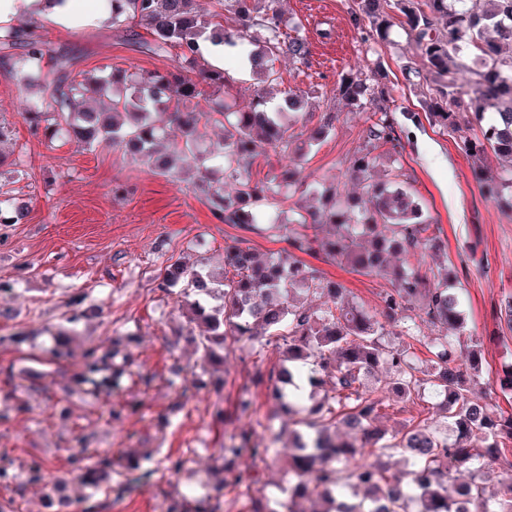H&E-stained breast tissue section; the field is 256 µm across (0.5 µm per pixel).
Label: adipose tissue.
Masks as SVG:
<instances>
[{
	"label": "adipose tissue",
	"mask_w": 512,
	"mask_h": 512,
	"mask_svg": "<svg viewBox=\"0 0 512 512\" xmlns=\"http://www.w3.org/2000/svg\"><path fill=\"white\" fill-rule=\"evenodd\" d=\"M37 12L57 26L76 27L101 18L97 0H0V25L24 12Z\"/></svg>",
	"instance_id": "1"
}]
</instances>
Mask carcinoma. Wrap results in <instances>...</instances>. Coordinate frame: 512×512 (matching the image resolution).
Listing matches in <instances>:
<instances>
[{"label": "carcinoma", "instance_id": "obj_1", "mask_svg": "<svg viewBox=\"0 0 512 512\" xmlns=\"http://www.w3.org/2000/svg\"><path fill=\"white\" fill-rule=\"evenodd\" d=\"M114 26H143L151 39L146 50L165 56L173 69L164 73L114 67L96 75L70 71V60H57L56 78L43 70L45 44L27 39L21 27L0 33V55L24 52L11 71L20 93L26 95L23 120L48 142L58 137L104 141L139 161L174 175L173 156L192 153L208 180L209 205L225 224H255L257 204L272 205L282 189L297 192L299 159L281 177L256 182L250 175L253 159L270 147L284 153L294 142L291 128L281 121L283 112H296L314 95L312 91H283V103L275 107L266 88L278 84L275 61L286 56L310 66L311 50L299 26L285 24L281 0H217L220 11L201 14L194 0H111ZM469 0H353L349 16L357 29L367 31L364 41L386 40L402 18L409 42L420 51L421 63L407 61L402 73L419 97L420 111L395 104V83L381 58L366 61V72L347 73L336 82V95L345 103L369 113L365 145L356 152L351 174L367 182V199L350 197L333 188L324 190L326 203L318 211L297 214L295 224H330L336 233L324 243L331 257L342 258L351 271L379 273L392 252L414 254L434 251L439 239L430 233L432 222L403 174L376 181L370 179L374 151L385 147L399 152L405 133L398 117L415 126L422 120L459 136L461 149L472 161L482 196L512 209V56L502 47L512 45V0H483L474 9ZM232 24H224L223 14ZM288 31H283V27ZM220 37L233 49L248 39L262 38L260 50L250 55L259 88L244 111H234L224 98V71L202 61L200 42ZM477 51L482 64L469 70L467 84L459 83L457 59L464 47ZM110 101V111L87 105L90 96ZM205 98L208 110L199 108ZM224 121V154L213 161L201 151L202 127ZM479 134L468 135L473 129ZM499 160L489 176H483L490 157ZM238 183L235 197L224 195V181ZM288 254L261 262L249 247L224 250V272L211 274L184 265H170L159 277L158 287L170 292L182 283L180 297L193 298L198 322L205 332L191 337L203 360L224 365V354L235 344L255 336L261 326L286 346L288 364L265 375L258 370L251 382L263 378L301 389L308 384L323 389L309 406L281 402L294 443L283 512H512V412L494 408L476 395L483 368L478 352L472 353L470 370L452 366L455 339L435 338L426 367L416 359L411 344L389 346L384 328L356 305L341 285L324 282L322 272L301 260L297 253L312 250L308 235L288 238ZM394 288L383 295L390 313L419 299L421 319L455 331L463 327L459 298L448 286V273L431 272L425 281L419 270L399 266L392 271ZM297 294H318L323 307L310 311L295 300ZM66 321L77 323L96 313L84 305V296L72 295ZM73 335L61 332L49 349L53 360H64ZM137 336H117L107 344H91L73 374V382L95 399L108 400L133 379L131 347ZM380 366L389 372L382 386L371 388L368 378ZM41 374L22 370L4 399L33 390ZM438 399L448 419L439 429L412 424L403 427L390 442L378 427L382 392L392 390L412 401L425 390ZM88 437L77 438L80 451L70 455L88 496L105 490L119 501L157 482L148 448L132 454L126 448H88ZM397 449L411 468L406 476L390 472L368 455ZM271 448L255 438L254 430L240 428L221 449L229 477L213 485L214 494L195 499L166 498L167 512H222L224 489L230 487L250 504L249 512H276L247 462L268 458ZM453 471H465L469 479L449 485ZM23 481L25 486H45L46 466L31 460L23 474L12 461L0 457V484Z\"/></svg>", "mask_w": 512, "mask_h": 512}]
</instances>
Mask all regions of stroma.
Returning a JSON list of instances; mask_svg holds the SVG:
<instances>
[{
	"label": "stroma",
	"mask_w": 512,
	"mask_h": 512,
	"mask_svg": "<svg viewBox=\"0 0 512 512\" xmlns=\"http://www.w3.org/2000/svg\"><path fill=\"white\" fill-rule=\"evenodd\" d=\"M350 0H283L287 20L301 25L311 50L310 69L279 58L275 68L284 87L303 91L317 87L309 106L290 115L296 130L311 131L322 116L338 113L335 127L319 144L307 149L301 178L306 192H281L272 207H260V220L251 229L216 220L206 194L198 186L197 161L181 156L183 170L175 181L154 173L107 143L86 144L74 138L48 143L34 134L20 115L22 96L14 84L11 60L0 57V125L8 135L0 139V202L19 198L28 213L18 224L0 226V281L12 292L0 295V307L11 310L0 318V335L25 331L30 341L21 349L0 346V382L7 373L28 367L46 371L40 390L24 394L28 407L14 410L0 421V454L23 469L34 458L45 461L48 479L72 478L69 456L75 438L91 437L94 448H149L155 465L167 457L187 460L177 477H165L157 485L113 504L111 512H158L165 497L188 498L202 492L209 472L222 466L218 450L241 426L255 428L259 437L273 441L266 465L259 472L271 501L282 500L281 485L288 479V442L274 440L267 424L274 410L266 385L252 390L254 411L239 419L234 402L241 386L255 370L270 371L281 363L277 343L255 349L243 341L224 363L222 391L202 390L183 408L175 403L183 388L203 375L204 366L193 347L179 338V328L191 327L192 315L182 309L176 295L158 289L159 273L173 263L204 270L220 268L225 247L245 242L259 260L287 250L289 219L304 208L317 206L313 187L337 184L343 193L358 194L362 187L349 177V166L362 145L368 115L346 108L336 96L339 75L356 73L366 46L348 20ZM28 37L46 43L43 65L53 72L55 58L67 55L74 72L109 71L120 66L167 71L168 58L142 52L146 29L103 22L82 28H61L42 19H27ZM245 55L224 56L228 92L236 108L246 109L257 87ZM404 150L381 152L375 176L384 180L403 172L415 195L433 221L443 249L436 256H391L394 265L404 263L429 269L445 265L448 283L462 298L464 328L457 336L454 363L468 370L472 349H480L487 401L502 410L512 409L499 386L505 369L512 365V326L500 321L496 310L512 296V212L485 200L473 180L470 165L453 138L424 124L408 126ZM314 241L305 261L321 270L325 280L339 282L354 301L380 317L388 340H396L401 325L384 316L382 294L391 286L386 275L347 272L320 249L332 229L319 224L308 230ZM80 293L86 304L100 307L99 317L82 322L67 363L49 361L44 352L53 334L64 326L68 302ZM136 334L134 372L151 376V389L128 386L116 395L127 405L123 423L106 427L100 418L105 406L81 393H64L72 371L87 342H107L112 337ZM224 409L223 425H216L214 405ZM381 425L395 434L409 423L444 425L442 413L429 397L405 402L386 395Z\"/></svg>",
	"instance_id": "stroma-1"
}]
</instances>
